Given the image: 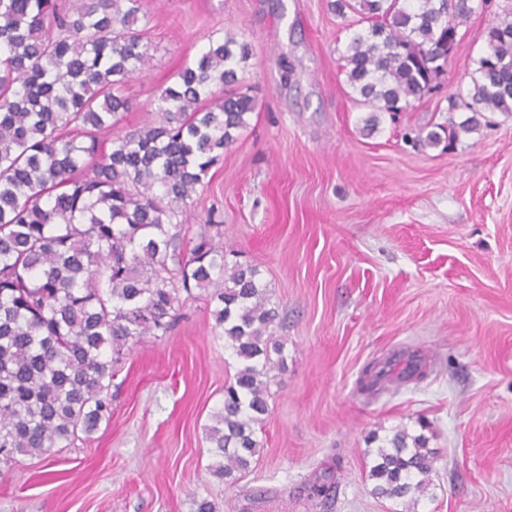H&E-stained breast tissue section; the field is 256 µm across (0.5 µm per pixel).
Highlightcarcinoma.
Wrapping results in <instances>:
<instances>
[{"instance_id": "carcinoma-1", "label": "carcinoma", "mask_w": 512, "mask_h": 512, "mask_svg": "<svg viewBox=\"0 0 512 512\" xmlns=\"http://www.w3.org/2000/svg\"><path fill=\"white\" fill-rule=\"evenodd\" d=\"M486 3L336 0L360 25L341 69L367 129L436 89L460 26ZM139 12V0H0V465L94 433L129 341L166 335L179 292L198 288L240 362L207 428L212 475L232 486L259 452L254 426L284 363L268 333L277 311L258 268L227 261L221 225L187 252L176 228L255 111L236 89L252 50L231 33L209 39L158 90V120L109 140L131 107L123 84L150 61ZM484 37L471 94L448 97L449 110L472 113L448 130L452 142L483 113L512 112V4ZM433 462L424 437L396 431L376 449L375 494L423 492Z\"/></svg>"}]
</instances>
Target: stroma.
<instances>
[{
  "instance_id": "35a3bbf8",
  "label": "stroma",
  "mask_w": 512,
  "mask_h": 512,
  "mask_svg": "<svg viewBox=\"0 0 512 512\" xmlns=\"http://www.w3.org/2000/svg\"><path fill=\"white\" fill-rule=\"evenodd\" d=\"M140 2L151 60L123 86L114 134L156 120L157 90L209 35L251 46L239 74L257 108L181 234L221 225L225 251L258 267L286 368L257 460L225 485L206 429L238 360L205 294L183 301L169 333L129 343L95 433L0 470V512H195L202 498L217 512H512V114L451 145L412 142L462 120L447 98L467 93L493 10L463 25L441 88L370 133L341 69L353 17L331 0ZM412 357L423 378L361 391L366 366ZM399 428L437 456L412 501L368 476Z\"/></svg>"
}]
</instances>
